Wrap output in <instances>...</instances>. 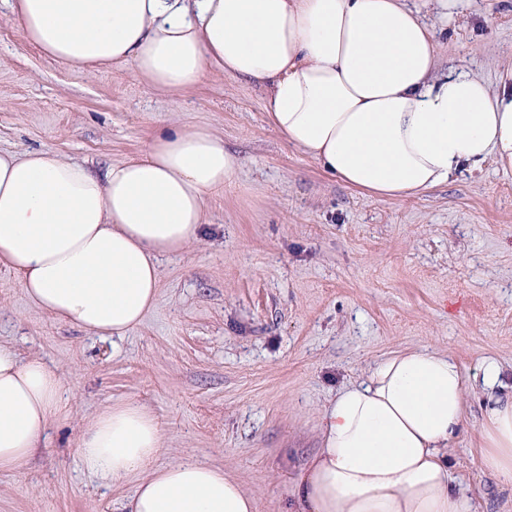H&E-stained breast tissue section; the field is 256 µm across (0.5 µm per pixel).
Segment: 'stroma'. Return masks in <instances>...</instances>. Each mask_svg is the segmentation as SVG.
I'll use <instances>...</instances> for the list:
<instances>
[{
	"instance_id": "1",
	"label": "stroma",
	"mask_w": 512,
	"mask_h": 512,
	"mask_svg": "<svg viewBox=\"0 0 512 512\" xmlns=\"http://www.w3.org/2000/svg\"><path fill=\"white\" fill-rule=\"evenodd\" d=\"M441 68L496 83L512 65V0H450ZM203 125L244 160L209 201L198 242L162 259L156 304L118 343L56 321L0 266V343L63 372L67 417L16 472L0 512H117L73 453L103 408L135 402L166 438L160 464L224 468L256 512H292L291 479L319 446L324 407L393 352H447L468 375L496 360L512 386V173L458 171L419 198H370L288 144L260 89L217 71L168 94L122 66L87 72L0 19V150L46 149L94 170L141 156L167 126ZM482 393L451 444L476 512H512L482 470Z\"/></svg>"
}]
</instances>
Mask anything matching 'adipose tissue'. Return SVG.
Here are the masks:
<instances>
[{"mask_svg": "<svg viewBox=\"0 0 512 512\" xmlns=\"http://www.w3.org/2000/svg\"><path fill=\"white\" fill-rule=\"evenodd\" d=\"M23 38L94 71L126 67L183 92L214 69L267 92L271 124L343 183L418 198L458 169L512 172V70L490 84L441 70L434 27L406 0H4ZM242 158L208 127L156 135L144 155L95 171L49 150L0 151V265L57 321L120 338L155 306L158 260L199 239L206 201ZM481 462L512 482V394L483 362ZM470 377L421 348L378 360L321 416L322 446L291 480L295 512H474L448 447L469 427ZM54 365L0 345V471L20 469L66 417ZM164 436L140 405L107 406L74 446L82 467L136 477L122 512H255L222 470L155 466Z\"/></svg>", "mask_w": 512, "mask_h": 512, "instance_id": "adipose-tissue-1", "label": "adipose tissue"}]
</instances>
